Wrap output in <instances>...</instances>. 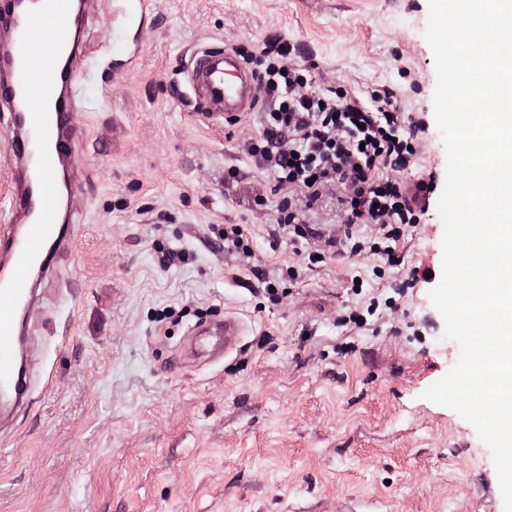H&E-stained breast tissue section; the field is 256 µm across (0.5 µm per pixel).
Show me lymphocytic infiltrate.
<instances>
[{"label":"lymphocytic infiltrate","mask_w":512,"mask_h":512,"mask_svg":"<svg viewBox=\"0 0 512 512\" xmlns=\"http://www.w3.org/2000/svg\"><path fill=\"white\" fill-rule=\"evenodd\" d=\"M281 45V39L267 40L251 58L264 118L258 136L245 144L282 194L278 226L307 238L308 212L332 196L346 231L328 236L324 251H365L352 229L369 224L385 242L383 254L393 256L405 228L422 217L397 178L419 151L415 134L390 94L366 101L341 87L323 91Z\"/></svg>","instance_id":"1"}]
</instances>
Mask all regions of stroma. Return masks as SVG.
<instances>
[{"instance_id": "stroma-1", "label": "stroma", "mask_w": 512, "mask_h": 512, "mask_svg": "<svg viewBox=\"0 0 512 512\" xmlns=\"http://www.w3.org/2000/svg\"><path fill=\"white\" fill-rule=\"evenodd\" d=\"M151 2L132 29L116 0L84 21L88 98L74 113L89 181L74 189V249L31 321L43 385L21 426L0 430V512H504L490 449L422 396L460 355L429 299L437 210L395 262L310 261L337 228L335 199L310 212L314 238L293 241L244 149L258 112L212 127L176 93L197 45L283 38L321 87L390 91L419 127L402 181L443 186L428 0ZM131 40L133 65L117 66ZM225 224L243 226L250 255L216 238ZM164 251L176 259L161 264ZM226 313L246 324L238 352L170 366L190 326Z\"/></svg>"}]
</instances>
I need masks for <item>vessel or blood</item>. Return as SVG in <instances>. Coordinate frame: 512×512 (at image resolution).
Returning a JSON list of instances; mask_svg holds the SVG:
<instances>
[{
  "label": "vessel or blood",
  "mask_w": 512,
  "mask_h": 512,
  "mask_svg": "<svg viewBox=\"0 0 512 512\" xmlns=\"http://www.w3.org/2000/svg\"><path fill=\"white\" fill-rule=\"evenodd\" d=\"M22 18L13 0H0V109H22L24 125L9 143L10 236L0 244V415L15 424L32 400V370L24 350L30 316L58 258L75 240L77 217L62 203L63 182L81 180V138L72 110L81 101L83 33L77 14L93 0H27ZM188 97L213 126L241 118L257 96L254 74L228 48L206 45L182 67ZM245 334L234 315L196 323L184 336L175 366L211 364L231 356Z\"/></svg>",
  "instance_id": "vessel-or-blood-1"
}]
</instances>
